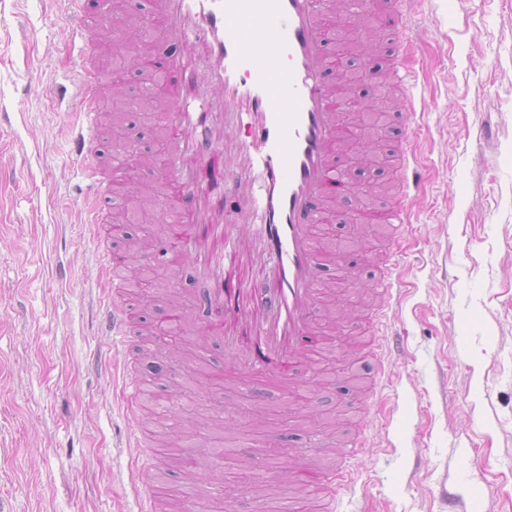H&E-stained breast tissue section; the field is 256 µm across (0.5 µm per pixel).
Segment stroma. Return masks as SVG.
<instances>
[{
    "label": "stroma",
    "mask_w": 512,
    "mask_h": 512,
    "mask_svg": "<svg viewBox=\"0 0 512 512\" xmlns=\"http://www.w3.org/2000/svg\"><path fill=\"white\" fill-rule=\"evenodd\" d=\"M68 9L0 0V512H141L148 493L155 512H182L193 487L197 512H268L277 498L325 512L322 484L290 475L307 463L353 474L326 512H512V0H406L422 46L411 150L424 194L412 235L394 240L382 215L395 197L371 194L395 185L393 146L361 138L366 159L336 189L335 232L319 243L348 247L324 262L335 291H317L306 348L329 378L311 389L304 361L287 379L238 380L205 338L167 332L170 304L151 288L128 298L157 328L152 352L133 336L126 369L113 368L95 239L124 245L154 227L81 222L70 134L86 52ZM388 249L402 352L381 363L367 311ZM351 257L364 275L340 281ZM128 374L152 385L131 409ZM272 435L288 469L260 484Z\"/></svg>",
    "instance_id": "35a3bbf8"
}]
</instances>
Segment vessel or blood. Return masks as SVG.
<instances>
[{
	"label": "vessel or blood",
	"mask_w": 512,
	"mask_h": 512,
	"mask_svg": "<svg viewBox=\"0 0 512 512\" xmlns=\"http://www.w3.org/2000/svg\"><path fill=\"white\" fill-rule=\"evenodd\" d=\"M72 36L87 42L97 15L112 0H78ZM127 14L161 18L168 46L160 62L139 70L142 82L161 75L167 89L169 169L163 209L176 210L153 256L188 258L200 284L198 301L209 341L230 352L248 375L284 371L301 359L322 273L312 239L343 168L334 153L342 131L334 95V46L328 23L336 0H123ZM383 54L393 63L406 102L414 100L409 63L415 44L401 7L385 15ZM205 61L198 71L187 57ZM221 91L209 98L200 80ZM83 104L71 133L84 161L88 191L84 221L101 224L112 210L102 174L99 85L86 70L77 88ZM411 113L402 110L389 135L401 148L400 201L388 220L395 238L409 229L421 193L410 150ZM239 133L234 161L224 159L226 130ZM247 232H240V225ZM100 327L114 348H125L129 316L121 302L102 311Z\"/></svg>",
	"instance_id": "vessel-or-blood-1"
}]
</instances>
